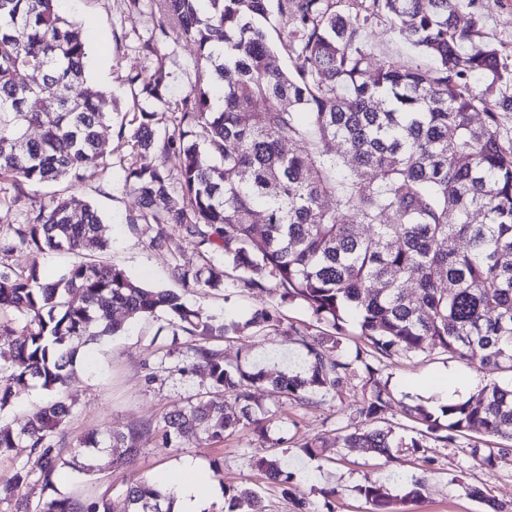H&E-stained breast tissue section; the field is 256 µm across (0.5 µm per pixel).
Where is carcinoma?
I'll use <instances>...</instances> for the list:
<instances>
[{"label":"carcinoma","instance_id":"carcinoma-1","mask_svg":"<svg viewBox=\"0 0 512 512\" xmlns=\"http://www.w3.org/2000/svg\"><path fill=\"white\" fill-rule=\"evenodd\" d=\"M152 2L163 37L196 44V79L191 91L167 100L165 69L128 78L134 98L162 102L177 126L162 135L155 113L138 107L130 156L157 151L181 160L175 175L129 165L126 186L137 201L129 222L155 225L158 245L169 241L168 229L181 230L250 275V285L271 283L280 302L303 301L337 331L343 314L354 315L366 346L348 361L334 354L342 337L300 336L305 355L294 374L228 365L216 344L226 326L170 290L92 260L108 247L102 218L86 205L76 219L68 199L54 198L20 233L21 243L83 260L51 282L36 264L24 274L0 273V310L24 316L20 329H0L13 337L0 351V411L33 382L49 394L21 429L0 424V455L21 449L27 457L0 478V503L14 512H113L107 490L35 504L24 490L33 482L54 487L64 468L91 474L129 466L150 444L178 447L202 436L222 442L237 429L263 436L253 387L269 384L309 403L335 398L359 376L358 362L369 398L356 408L360 424L343 436L344 447L390 460L392 448L415 454L426 437L445 446L471 433L512 440V384H493L442 407L446 425L423 408L406 410L423 430L394 442L392 430L372 426L391 392L366 362L438 351L512 371V144L497 127L512 96L490 101L471 91L474 75L493 85L503 79L479 21L458 24L473 0H359L353 17L336 11V0ZM381 15L430 64L389 59L370 69L365 29ZM271 29L279 32L277 46ZM88 54L89 40L61 13L60 0H0L1 180L20 189L94 176L88 164L103 155L100 129L112 121V96L90 85L71 96L74 84L87 82ZM281 55L290 59L286 69ZM226 72L234 74L227 83ZM476 112L484 121L473 120ZM33 128L39 137L30 136ZM286 143L299 151L285 152ZM476 212L480 224L471 220ZM459 240L466 250L456 248ZM173 276L224 287V267L212 262L176 265ZM117 309L129 319L166 311L171 319L158 332L171 329L174 344L185 338L210 389L154 425L108 438L93 432L69 446L57 439L72 413L64 387L82 346L122 331ZM215 394L233 396L236 406ZM252 466L277 483L294 512H312L285 459L261 456ZM359 493L372 512H391L383 486ZM121 496L124 512H173V496L144 477L126 482ZM224 512H264L262 497L249 485L228 488Z\"/></svg>","mask_w":512,"mask_h":512}]
</instances>
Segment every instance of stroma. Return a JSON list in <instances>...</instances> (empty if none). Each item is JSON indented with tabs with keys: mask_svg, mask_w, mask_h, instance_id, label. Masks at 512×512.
<instances>
[{
	"mask_svg": "<svg viewBox=\"0 0 512 512\" xmlns=\"http://www.w3.org/2000/svg\"><path fill=\"white\" fill-rule=\"evenodd\" d=\"M62 10L82 31L97 32V39L91 42L87 72L92 83L111 91L114 103L112 124L101 131L104 155L99 160L100 171L65 192L73 209L91 204L105 221L110 247L99 254V261L124 270L147 286L174 291L186 305L204 308L224 323L239 324L241 333L223 342L225 362L268 370L296 364L305 350L290 339V329L307 336L332 333L328 324L316 321L305 303H278L268 289L252 287L242 271L229 265H223L224 286L218 290L176 280L173 267L200 266L205 248L179 234L164 246H153L146 225L127 221L135 207V198L125 185L130 159L124 143L133 133V100L127 79L162 67L171 74L170 94L185 93L194 80L196 45L185 39L174 42L158 38V12L152 0H140L135 7L128 0H63ZM474 14L480 18L486 40L499 53L504 76H511L512 0H476L473 10L461 12L460 25H467ZM367 34L373 47L372 66L389 59L418 63V56L384 20H371ZM153 36L158 39L157 51L144 55L139 44ZM53 193L50 187L19 191L10 182L0 180V271L20 274L36 263L44 280L52 281L74 263L72 254L38 255L18 240L17 231L24 228L27 216L49 205ZM272 308L279 311V323H253L257 312ZM167 320L163 311L126 320L121 335L90 346L91 365L77 368L67 382L66 393L73 404L62 428L67 443H75L91 432L107 436L115 430L157 421L164 413L182 406L188 397L208 390L207 373L189 369L184 346L158 335V328ZM382 373L389 378L392 402L379 415L377 424L391 429L397 440L410 439L419 430L418 424L405 415V408L422 405L434 412L440 409L434 396L421 388V381L447 374L475 377L485 385L512 382L511 372L477 363L465 366L437 352L396 359ZM367 396V389L358 379L339 397L315 404L284 398L271 386L263 385L254 389L253 397L258 416L265 420L266 436L243 429L218 445L194 440L179 448L151 446L124 472L107 468L84 476L69 471L56 481L54 491L81 498L106 490L116 493L130 478L159 480L185 457L197 460L207 475L213 460L219 458L224 463L225 485L257 488L266 512H293L276 485L249 464L252 456L283 452L294 486L312 502L316 512H371L370 504L358 493L359 487L371 483L384 485L397 499L399 512H488L486 503L490 500L512 512V452L507 451V442L501 438L474 434L448 447L431 441L415 454L396 452L390 461L344 447L342 436L357 425L355 410ZM315 437L326 444L320 459L305 456L299 448L304 440ZM282 438L287 439V446H279ZM491 451L499 452L500 458L495 468L489 469L482 466L480 457ZM411 475L423 478L426 489L421 499L406 503L402 500L404 479ZM475 487L482 490L483 499L471 497ZM328 490L333 493L329 500L323 497Z\"/></svg>",
	"mask_w": 512,
	"mask_h": 512,
	"instance_id": "stroma-1",
	"label": "stroma"
}]
</instances>
